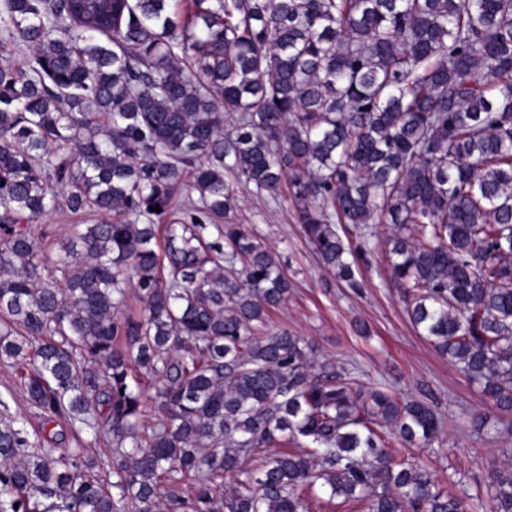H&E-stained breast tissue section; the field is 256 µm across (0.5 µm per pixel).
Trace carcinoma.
Wrapping results in <instances>:
<instances>
[{
  "label": "carcinoma",
  "instance_id": "obj_1",
  "mask_svg": "<svg viewBox=\"0 0 512 512\" xmlns=\"http://www.w3.org/2000/svg\"><path fill=\"white\" fill-rule=\"evenodd\" d=\"M0 42L28 52L0 63V359L44 424L100 445L1 415L0 512H300L318 479L369 512H512L511 464L462 496L395 455L437 439L434 397L315 376L302 338L259 334L291 288L277 255L202 234L236 207L224 173L286 187L357 289L372 246L339 230L394 225L411 323L512 428V0H0ZM60 208L81 222L52 272ZM43 230L46 231L48 240L51 241L48 249L45 250L43 259L52 265L59 256L58 242L69 235L70 224H77L78 220L69 212L58 210L43 219ZM280 449L279 447L257 449L241 460V471L225 475L224 482L226 485H235L237 481L245 479L248 474L256 476L262 468L265 457Z\"/></svg>",
  "mask_w": 512,
  "mask_h": 512
}]
</instances>
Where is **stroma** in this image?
Masks as SVG:
<instances>
[{
  "instance_id": "35a3bbf8",
  "label": "stroma",
  "mask_w": 512,
  "mask_h": 512,
  "mask_svg": "<svg viewBox=\"0 0 512 512\" xmlns=\"http://www.w3.org/2000/svg\"><path fill=\"white\" fill-rule=\"evenodd\" d=\"M237 206L229 219L245 224L277 252L293 287L286 303L271 312L267 331L288 330L311 342V371H341L364 389L377 387L400 399L434 396L444 418L443 433L429 448L408 447L406 459L431 470L440 488L473 493L492 464H506L501 451L512 448V434L475 432L468 415L485 410L479 387L435 351L410 323L401 289L390 280L384 250L361 262L351 290L328 273L304 236L288 197L273 201L249 189H235ZM24 420L27 429L47 426L61 448L77 441L67 422L43 424L25 398L19 374L9 360L0 361V415Z\"/></svg>"
}]
</instances>
